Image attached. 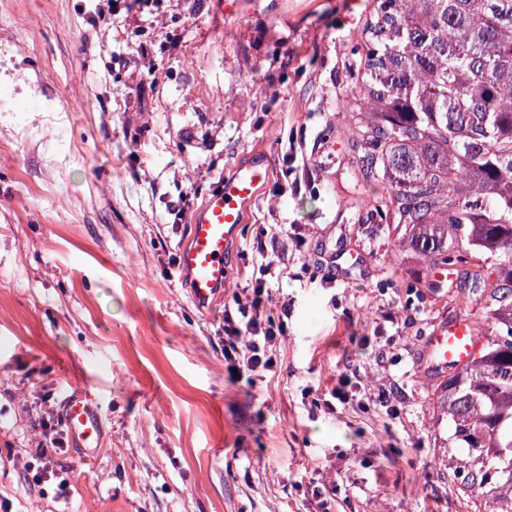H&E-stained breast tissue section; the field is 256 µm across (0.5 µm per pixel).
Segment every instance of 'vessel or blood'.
<instances>
[{
	"label": "vessel or blood",
	"mask_w": 512,
	"mask_h": 512,
	"mask_svg": "<svg viewBox=\"0 0 512 512\" xmlns=\"http://www.w3.org/2000/svg\"><path fill=\"white\" fill-rule=\"evenodd\" d=\"M271 169L264 150L257 149L248 161L237 164L210 191L188 226V238L179 252V270L193 301L209 302L228 283L226 257L237 242L248 204L267 186ZM479 346L475 324L466 318L436 323L423 344V364L428 377H447L476 354ZM63 422L79 446L95 450L101 440L98 411L86 393L77 389L63 403Z\"/></svg>",
	"instance_id": "vessel-or-blood-1"
}]
</instances>
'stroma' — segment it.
Masks as SVG:
<instances>
[{
    "instance_id": "obj_1",
    "label": "stroma",
    "mask_w": 512,
    "mask_h": 512,
    "mask_svg": "<svg viewBox=\"0 0 512 512\" xmlns=\"http://www.w3.org/2000/svg\"><path fill=\"white\" fill-rule=\"evenodd\" d=\"M372 0H0V503L13 512H471L441 463L419 348L435 321L474 318L466 274L441 285L370 223L344 98ZM27 109H19V101ZM263 148L272 168L208 309L178 270L216 183ZM306 172L300 192L285 157ZM184 217H177V210ZM271 224L289 273L275 371L232 374L224 301ZM334 273L335 285L320 280ZM398 316L397 323L386 319ZM369 395L329 412L341 374ZM87 391L88 457L25 479ZM63 422L71 439L94 452L101 440V422L92 399L81 389L68 393L63 403Z\"/></svg>"
}]
</instances>
